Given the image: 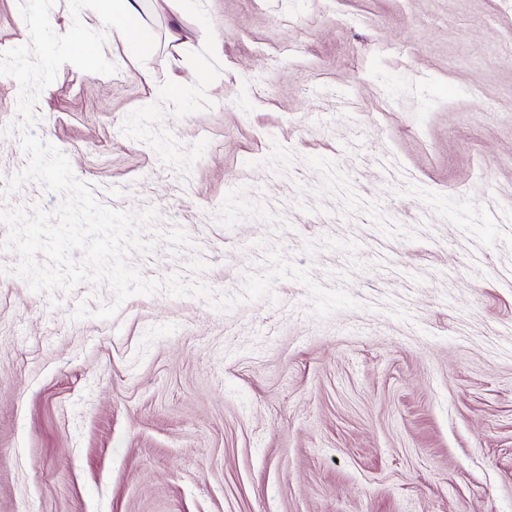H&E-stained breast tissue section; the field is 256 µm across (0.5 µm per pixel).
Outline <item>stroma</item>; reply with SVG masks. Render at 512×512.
Wrapping results in <instances>:
<instances>
[{"label": "stroma", "instance_id": "1", "mask_svg": "<svg viewBox=\"0 0 512 512\" xmlns=\"http://www.w3.org/2000/svg\"><path fill=\"white\" fill-rule=\"evenodd\" d=\"M137 9L84 60L96 0H0V203L61 202L5 190L33 135L156 211L143 279L239 302L35 292L0 224V512H512V0ZM270 249L356 308L244 299ZM104 4L102 18L106 22L104 32L112 38V43H120L125 49H134L150 41V32L146 26L137 23L140 20L131 0H100ZM135 23L134 25H132Z\"/></svg>", "mask_w": 512, "mask_h": 512}]
</instances>
